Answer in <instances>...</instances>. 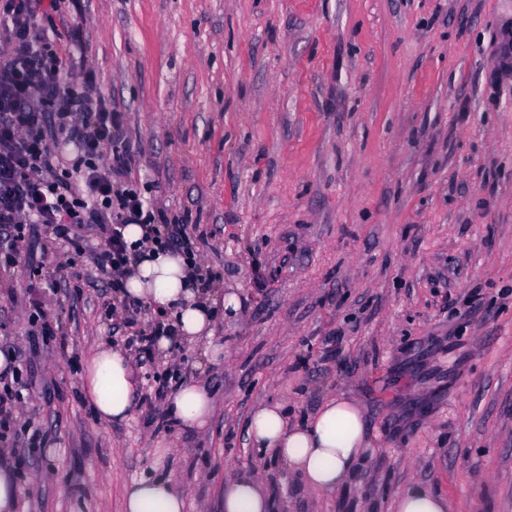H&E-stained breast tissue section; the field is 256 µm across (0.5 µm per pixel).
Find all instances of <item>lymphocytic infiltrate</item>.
<instances>
[{"mask_svg":"<svg viewBox=\"0 0 512 512\" xmlns=\"http://www.w3.org/2000/svg\"><path fill=\"white\" fill-rule=\"evenodd\" d=\"M0 40L11 47L0 56V269L17 265L21 242L42 225L75 246L85 229L97 228L104 245L88 251L92 276L117 297H124L132 259L126 225L150 226L157 247L195 262L201 237L186 224L157 221L154 207L126 182L131 154L118 138L120 112L89 93L91 74L75 81L65 73L34 0H5Z\"/></svg>","mask_w":512,"mask_h":512,"instance_id":"obj_1","label":"lymphocytic infiltrate"}]
</instances>
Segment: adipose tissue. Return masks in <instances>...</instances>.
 I'll return each instance as SVG.
<instances>
[{"instance_id": "1", "label": "adipose tissue", "mask_w": 512, "mask_h": 512, "mask_svg": "<svg viewBox=\"0 0 512 512\" xmlns=\"http://www.w3.org/2000/svg\"><path fill=\"white\" fill-rule=\"evenodd\" d=\"M146 229H125L127 242L136 244L138 258L125 278L126 293L154 310L170 314L174 332L156 340L159 351L175 344L204 343L208 363H220L224 345L216 335L223 316L240 307L236 295L215 299L206 294L185 257L143 247ZM137 388L132 357L109 345L89 356L81 389L98 420L109 424L127 419ZM206 383L183 385L169 399L168 415L183 429H204L212 414ZM247 438L259 456L279 459L297 473L304 485L320 493H336L348 486L367 461L373 443L361 406L350 399L325 397L317 410L292 422L281 405L253 410L247 419ZM124 512H185V494L170 476L153 475L127 485ZM224 512H272L265 481L258 475H239L224 483Z\"/></svg>"}]
</instances>
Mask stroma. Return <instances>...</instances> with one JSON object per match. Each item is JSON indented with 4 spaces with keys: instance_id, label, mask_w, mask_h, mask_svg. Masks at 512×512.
<instances>
[{
    "instance_id": "obj_1",
    "label": "stroma",
    "mask_w": 512,
    "mask_h": 512,
    "mask_svg": "<svg viewBox=\"0 0 512 512\" xmlns=\"http://www.w3.org/2000/svg\"><path fill=\"white\" fill-rule=\"evenodd\" d=\"M50 27L60 55L85 43L76 72L122 112L129 181L203 236V269L242 308L220 365L200 345L155 354L108 426L80 380L98 345H126L124 308L49 231L22 243L0 270V349L28 383L17 512H123L157 463L185 512H224L225 478L255 472L279 512H390L412 485L452 512H512V0H77ZM36 310L58 325L44 342ZM176 367L211 389L206 431L151 397ZM331 394L379 451L328 495L259 458L245 426Z\"/></svg>"
}]
</instances>
